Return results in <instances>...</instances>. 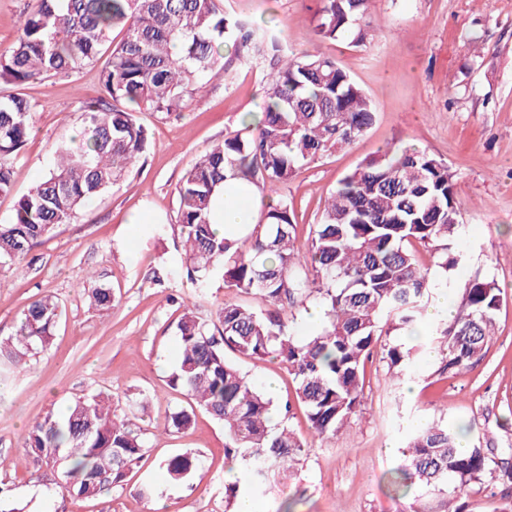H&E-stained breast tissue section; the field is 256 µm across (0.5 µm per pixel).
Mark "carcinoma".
I'll list each match as a JSON object with an SVG mask.
<instances>
[{"label": "carcinoma", "instance_id": "1", "mask_svg": "<svg viewBox=\"0 0 512 512\" xmlns=\"http://www.w3.org/2000/svg\"><path fill=\"white\" fill-rule=\"evenodd\" d=\"M313 16L320 40L365 42L370 0H321ZM124 31L110 41L112 29ZM104 95L83 109L79 139L59 146L52 171L22 196L13 221L0 224V263L22 266L31 247L85 202L118 185L150 143L136 113L176 112L204 82L229 72L232 62L269 63L262 118L225 134L183 175L178 187L182 261L194 280L221 275L224 289L257 295L255 310L226 300L210 327L190 307L177 323L179 348L169 387L188 400L170 415L173 432L188 429L195 409L224 423L225 462L241 478L224 484L225 512L241 496L259 499L285 486L300 465L304 445L293 430L270 425L275 413L303 407L314 432L336 438L362 412L365 365L380 351L395 386L414 360L439 348L440 373L478 363L494 334L503 302L494 281L475 276L458 289L452 319L428 318L448 271L461 261L453 244L463 232L448 165L415 148H389L343 176L325 201L311 242L296 238L294 209L275 197L299 168L353 143L371 127L374 112L362 88L325 55L296 56L282 32L257 26L224 9V0H36L7 51L0 78L17 85L43 75L70 76L102 51ZM32 103L0 97V195L12 191V160L32 129ZM260 192L259 217L243 238L220 236L210 204L227 175ZM419 243L432 258L422 264L409 248ZM100 311L112 308V289L88 288ZM323 310L319 331L292 333L296 310L309 301ZM60 316L50 296L33 300L15 334L0 339V372L22 366L49 345ZM423 328L418 343L380 344V337ZM284 363L295 400L279 405L258 389L228 353ZM403 462L391 470L394 493L420 491L438 498L437 512H465L462 495L495 479L512 481V453L494 458L493 440L459 448L446 423L408 424ZM25 447L51 469L53 483L79 498H97L120 483L144 458L141 427L117 420L101 393L49 413L24 437ZM203 464L183 451L164 466L174 483Z\"/></svg>", "mask_w": 512, "mask_h": 512}]
</instances>
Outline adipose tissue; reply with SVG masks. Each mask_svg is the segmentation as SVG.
<instances>
[{"mask_svg":"<svg viewBox=\"0 0 512 512\" xmlns=\"http://www.w3.org/2000/svg\"><path fill=\"white\" fill-rule=\"evenodd\" d=\"M257 188L241 179L225 181L213 199L211 222L219 234L241 236L254 221L251 205L258 199Z\"/></svg>","mask_w":512,"mask_h":512,"instance_id":"ef3b65f1","label":"adipose tissue"}]
</instances>
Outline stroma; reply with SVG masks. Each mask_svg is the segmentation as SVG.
<instances>
[{
  "mask_svg": "<svg viewBox=\"0 0 512 512\" xmlns=\"http://www.w3.org/2000/svg\"><path fill=\"white\" fill-rule=\"evenodd\" d=\"M253 23L275 18L289 51L335 57L370 99L375 120L352 145L303 166L280 189L292 204L299 243L321 219L339 178L387 148L414 146L447 163L456 179V206L467 231L459 268L449 280L474 274L493 279L504 302L483 360L441 373L430 353L395 387L380 358L366 368L362 413L339 440L316 436L302 409L286 424L304 442V462L288 485L258 499V512H278L286 498L295 512H406L408 500L389 496L388 471L402 461L405 428L422 419L454 423L466 443L494 437L512 445V0H370L363 45L320 41L311 31L317 0H225ZM100 55L69 77L50 75L15 85L0 80V96L20 95L34 106L33 128L13 161V190L0 195V224L10 223L20 196L48 175L53 150L81 126L83 104L100 97ZM268 63L234 66L210 80L171 115L144 112L147 151L124 181L88 201L74 222L37 242L24 271L0 266V336H11L35 298L52 295L62 314L47 349L0 379V487L15 512H224V426L205 412L181 433L167 417L182 404L167 383L176 366V325L184 305L216 323L224 300L220 277L195 281L181 264L176 188L186 172L225 134L258 111ZM110 287V311L91 306L86 274ZM257 385L277 384L276 401L294 396L286 366L273 358L238 357ZM98 392L112 396L117 415L143 397L135 423L148 452L128 477L93 500L65 497L57 488L40 502L29 497L49 469L24 446L28 429L67 402ZM193 451L203 466L183 484L162 467ZM153 484L152 500L139 497Z\"/></svg>",
  "mask_w": 512,
  "mask_h": 512,
  "instance_id": "35a3bbf8",
  "label": "stroma"
}]
</instances>
